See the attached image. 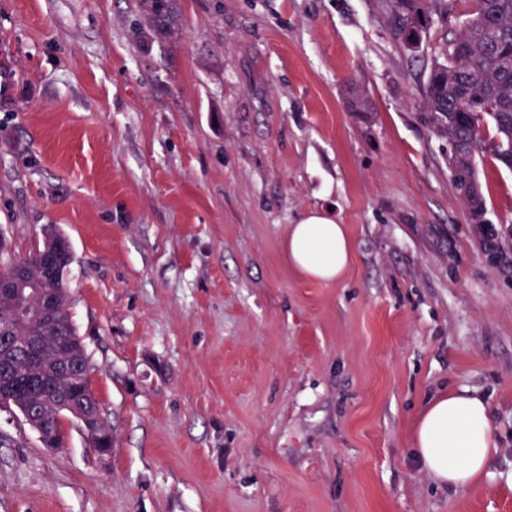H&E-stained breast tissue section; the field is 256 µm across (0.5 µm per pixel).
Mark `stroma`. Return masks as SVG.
Masks as SVG:
<instances>
[{
	"instance_id": "1",
	"label": "stroma",
	"mask_w": 512,
	"mask_h": 512,
	"mask_svg": "<svg viewBox=\"0 0 512 512\" xmlns=\"http://www.w3.org/2000/svg\"><path fill=\"white\" fill-rule=\"evenodd\" d=\"M0 0V255L72 243L69 310L115 446L0 409V512H512V269L488 265L419 107L425 56L376 0ZM371 98L363 122L348 83ZM512 221V172L479 165ZM346 225L340 282L289 225ZM479 390L499 448L460 491L415 458L432 397ZM140 18L157 39L171 40L177 36L178 3L176 0H140ZM283 248L291 266L308 278L325 283L340 280L352 257L346 226L316 213L290 225Z\"/></svg>"
}]
</instances>
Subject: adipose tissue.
<instances>
[{"label":"adipose tissue","instance_id":"ef3b65f1","mask_svg":"<svg viewBox=\"0 0 512 512\" xmlns=\"http://www.w3.org/2000/svg\"><path fill=\"white\" fill-rule=\"evenodd\" d=\"M283 248L291 266L325 283L340 280L352 257L346 226L316 213L290 225ZM412 446L437 482L456 490L478 484L498 448L486 399L468 389L435 396L414 424Z\"/></svg>","mask_w":512,"mask_h":512}]
</instances>
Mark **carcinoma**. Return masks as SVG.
I'll return each mask as SVG.
<instances>
[{
    "instance_id": "obj_1",
    "label": "carcinoma",
    "mask_w": 512,
    "mask_h": 512,
    "mask_svg": "<svg viewBox=\"0 0 512 512\" xmlns=\"http://www.w3.org/2000/svg\"><path fill=\"white\" fill-rule=\"evenodd\" d=\"M474 2L475 10L461 21L459 31L434 49L421 89V105L428 112L432 132L448 140V174L457 191L465 182L479 179L478 161L489 150L483 136L486 121L497 136L491 156L512 170V164L503 159L512 151V0ZM378 8L393 40L411 53L421 48L436 19L451 11L448 0H379ZM139 12L153 37L172 40L177 36V0H139ZM461 200L468 220L488 218L483 190ZM495 238L489 235L486 261L507 267L512 255ZM45 251L42 242L19 260L24 278L43 283ZM67 270L63 267L51 284L63 298L55 311V330L40 322L26 326L24 335L40 344L37 355L20 358L0 352V381L13 378L0 408L14 406L23 413L58 418L64 408L54 399L76 394L64 368L79 365L87 357L69 311Z\"/></svg>"
}]
</instances>
